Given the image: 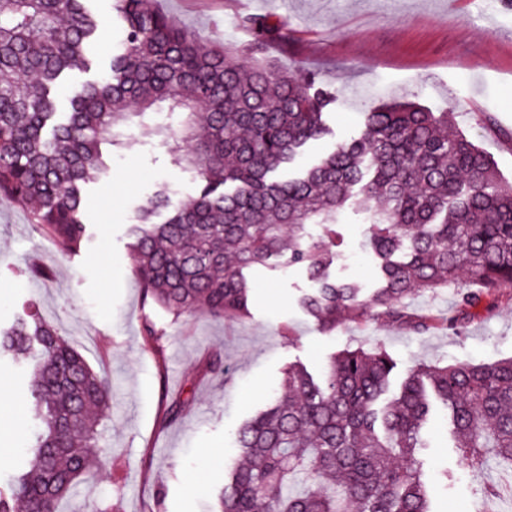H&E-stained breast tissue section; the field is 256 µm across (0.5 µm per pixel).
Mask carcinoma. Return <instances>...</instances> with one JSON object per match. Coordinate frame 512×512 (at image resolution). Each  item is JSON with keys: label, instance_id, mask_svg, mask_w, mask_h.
Segmentation results:
<instances>
[{"label": "carcinoma", "instance_id": "carcinoma-1", "mask_svg": "<svg viewBox=\"0 0 512 512\" xmlns=\"http://www.w3.org/2000/svg\"><path fill=\"white\" fill-rule=\"evenodd\" d=\"M112 6L119 45L100 75L74 85L98 67L90 0H0V195L29 208L61 252L88 237L83 190L106 171L103 147L150 123L199 180L186 200L160 188L128 232L146 300L173 315L202 304L215 319L248 318L245 271L272 259L306 269L315 288L303 306L329 332L375 309L418 333L456 331L462 318L412 316L406 300L463 280L457 308L470 317L512 294V185L452 113L374 107L357 135L295 172L329 129L324 95L263 57L288 43L286 20L248 18L249 46L206 49L153 0ZM348 209L371 225L381 285L368 296L329 273ZM0 357L26 366L40 420L0 485V512H61L103 452L108 383L32 309L0 329ZM394 368L380 345L340 351L318 378L289 366L272 402L236 430L240 460L217 512H430L416 450L436 408L471 464L491 456L512 471V358L420 363L396 390Z\"/></svg>", "mask_w": 512, "mask_h": 512}]
</instances>
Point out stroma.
Masks as SVG:
<instances>
[{"instance_id":"1","label":"stroma","mask_w":512,"mask_h":512,"mask_svg":"<svg viewBox=\"0 0 512 512\" xmlns=\"http://www.w3.org/2000/svg\"><path fill=\"white\" fill-rule=\"evenodd\" d=\"M198 41L244 46L249 16L288 21L287 45L265 53L299 79L337 95L328 107L329 136L308 148L313 160L335 143L355 136L359 106L412 101L454 121L512 183V7L486 0H155ZM111 170L91 186L86 214L91 237L76 254L65 255L43 235L29 209L0 196V325L24 305H34L58 332L77 346L108 382L112 397L102 426L107 452L88 476L89 496L70 501L65 512H146L156 488L160 512H212L224 484L225 467L238 457L232 434L278 390L288 366L321 371L346 346L382 345L397 362V376L422 362L494 363L512 357V298L492 300L469 318L462 334L416 333L373 315L334 333L319 328L301 306L312 283L304 268L278 262L250 270L249 317L217 320L203 309L180 316L144 299L128 248V229L143 201L159 187L194 195L193 172L173 165L149 129L136 130L125 148L105 151ZM333 276L375 286L373 265L361 247L369 225L350 213L336 225ZM50 267L44 280L27 267ZM151 318L160 339L144 336ZM224 357L222 374L200 378L211 351ZM192 402L181 417L163 423L167 399ZM33 406L23 401L19 420L5 444L0 482L15 472L35 428ZM419 452L432 512H512L506 487L512 476L495 460L471 467L455 446L448 423L436 417L425 428ZM495 484L497 501L474 495Z\"/></svg>"}]
</instances>
